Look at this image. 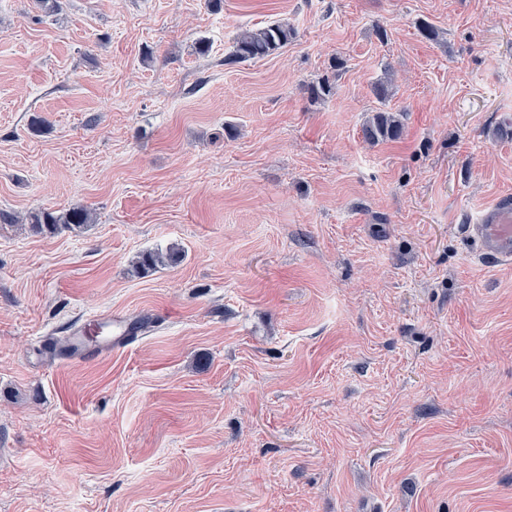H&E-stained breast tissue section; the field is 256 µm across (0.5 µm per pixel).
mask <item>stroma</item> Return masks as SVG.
Instances as JSON below:
<instances>
[{"mask_svg": "<svg viewBox=\"0 0 512 512\" xmlns=\"http://www.w3.org/2000/svg\"><path fill=\"white\" fill-rule=\"evenodd\" d=\"M505 195L512 0H0V512H512ZM293 28L285 23H271L259 28L240 29L233 41L229 63L261 60L278 53L293 39ZM372 118L363 125L362 133L365 141L371 144L391 141L400 138L403 133L404 124L401 121L402 111L393 113L386 109H380ZM478 223L465 228L479 240L481 254L496 260L512 259V198H499L483 211ZM30 229L37 234H55L62 229L82 228L90 223V212L84 209L66 211L39 210L31 212L25 218ZM101 320L98 326L101 330L107 329L111 337L106 342L97 345V348L94 350V354L97 357H105L112 354V351L126 345L134 336H138V327L120 315L111 314Z\"/></svg>", "mask_w": 512, "mask_h": 512, "instance_id": "obj_1", "label": "stroma"}]
</instances>
